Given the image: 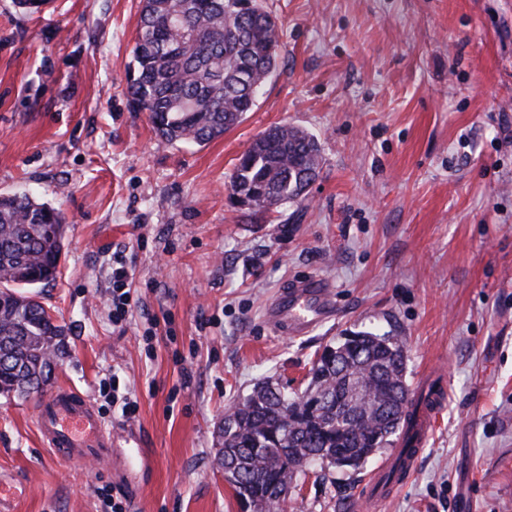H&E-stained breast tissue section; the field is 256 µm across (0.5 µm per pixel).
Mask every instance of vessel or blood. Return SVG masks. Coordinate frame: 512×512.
I'll use <instances>...</instances> for the list:
<instances>
[{
    "instance_id": "obj_1",
    "label": "vessel or blood",
    "mask_w": 512,
    "mask_h": 512,
    "mask_svg": "<svg viewBox=\"0 0 512 512\" xmlns=\"http://www.w3.org/2000/svg\"><path fill=\"white\" fill-rule=\"evenodd\" d=\"M335 302L330 284L319 277L294 279L284 286L266 310L267 322L277 331L307 334L330 318ZM436 407L421 409L415 418L410 447L383 463L367 485L376 500L392 496L407 481L431 434ZM44 443L68 460L111 457L115 442L90 400L78 391L60 388L42 399L37 413Z\"/></svg>"
}]
</instances>
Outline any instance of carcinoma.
<instances>
[{
  "mask_svg": "<svg viewBox=\"0 0 512 512\" xmlns=\"http://www.w3.org/2000/svg\"><path fill=\"white\" fill-rule=\"evenodd\" d=\"M277 18L258 0H141L126 95L149 113L163 144L203 145L239 125L278 68ZM320 172L315 137L288 125L254 139L229 177L232 193L259 191L267 213L302 197ZM66 218L27 194L0 195V396L40 393L51 380L65 328L21 292L55 281ZM363 374L369 400L354 405L348 379ZM403 342L358 331L324 347L300 392L254 386L219 424L220 468L249 512H274L314 465L358 470L411 428Z\"/></svg>",
  "mask_w": 512,
  "mask_h": 512,
  "instance_id": "obj_1",
  "label": "carcinoma"
}]
</instances>
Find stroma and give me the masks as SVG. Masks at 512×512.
<instances>
[{"label": "stroma", "instance_id": "35a3bbf8", "mask_svg": "<svg viewBox=\"0 0 512 512\" xmlns=\"http://www.w3.org/2000/svg\"><path fill=\"white\" fill-rule=\"evenodd\" d=\"M279 66L251 112L207 145L160 143L124 94L140 0H0V194L68 222L57 281L37 298L66 330L49 390L86 395L144 467L64 462L41 400L0 396L11 512H242L217 466L227 407L271 380L303 390L348 331L404 342L445 404L409 481L373 504L359 470L309 473L286 512H512V0H263ZM311 133L320 174L257 216L228 176L266 129ZM132 312L112 320V267ZM331 281L336 315L310 334L264 309L300 276ZM137 412L126 416L125 401Z\"/></svg>", "mask_w": 512, "mask_h": 512}]
</instances>
